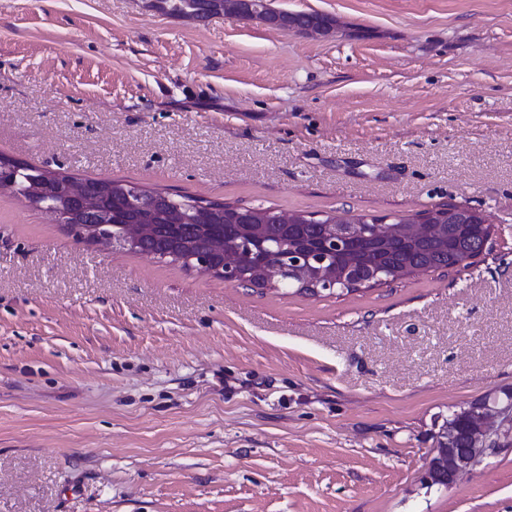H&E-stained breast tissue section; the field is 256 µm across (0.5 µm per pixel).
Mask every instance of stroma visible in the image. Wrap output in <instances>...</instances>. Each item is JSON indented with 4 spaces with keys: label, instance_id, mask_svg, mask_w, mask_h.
<instances>
[{
    "label": "stroma",
    "instance_id": "stroma-1",
    "mask_svg": "<svg viewBox=\"0 0 512 512\" xmlns=\"http://www.w3.org/2000/svg\"><path fill=\"white\" fill-rule=\"evenodd\" d=\"M0 0V154L317 216L455 203L467 269L312 297L80 242L0 191V512H512V446L427 487L512 387V0ZM167 4L168 12L171 14L183 16L185 10H193L196 12L198 21H206L209 19V14L204 8V5L208 10L211 0H163ZM219 3L220 10L213 11L218 12L217 14L251 17L272 27L295 30L304 34L326 33L322 25L317 24L315 20H310L313 13L285 11L282 16L270 18L267 14V0H220ZM505 392L507 396L501 393ZM477 404L481 405V420L477 432L471 435L476 429V421L480 406L469 404L448 415L440 426L444 435L439 439L448 445L442 448H453L448 454L447 449L435 456L432 452L426 470V478L429 474L439 478L443 473L448 477V483H452L456 477L464 472L472 471L483 461L494 454L499 448L496 443L504 439L510 441L512 437V389H502L485 395L480 398ZM470 445V446H469ZM469 446V448H468Z\"/></svg>",
    "mask_w": 512,
    "mask_h": 512
}]
</instances>
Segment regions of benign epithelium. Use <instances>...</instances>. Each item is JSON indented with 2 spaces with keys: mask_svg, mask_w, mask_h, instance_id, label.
I'll use <instances>...</instances> for the list:
<instances>
[{
  "mask_svg": "<svg viewBox=\"0 0 512 512\" xmlns=\"http://www.w3.org/2000/svg\"><path fill=\"white\" fill-rule=\"evenodd\" d=\"M235 17H251L272 27L295 30L304 34H320L325 32L317 21L310 20L307 12H284L283 15L271 18L267 14V0H220V10ZM21 168L15 161H0V190L15 186L12 173ZM56 221L67 226L81 241L104 245L110 248L117 246L140 254L155 255L151 248L157 236V226L149 220L125 224L123 240L116 242L102 233V229L112 223V211L105 208L100 195L89 190L88 182L68 179L61 182V200L59 203L45 206ZM473 211L458 205L448 211L445 218L425 224L412 221L403 216L394 224L381 225L371 215H341L327 221L332 228H337V235L331 236L326 247H336V236L353 237L374 229L380 235L387 233L390 237L423 239L438 233L442 224H473ZM166 257L180 262L193 270L214 275L226 283L238 285L243 272L240 265L239 247L224 236L211 237L205 248L201 250L180 249L171 251ZM264 285L271 284V277L288 275L298 282L304 293L317 295L323 291L335 290L336 284L347 283L350 271L325 265V260L318 254H288L278 263L262 265L252 271ZM481 420L477 432L472 436V444L467 448L446 450L432 455L427 464L426 474L438 478L445 474L448 482L464 472L472 471L491 454L497 451L495 445L504 439L512 438V389L496 391L479 399Z\"/></svg>",
  "mask_w": 512,
  "mask_h": 512,
  "instance_id": "7a95c632",
  "label": "benign epithelium"
}]
</instances>
